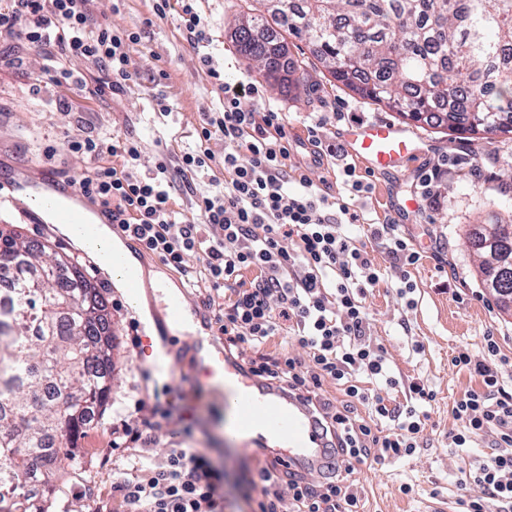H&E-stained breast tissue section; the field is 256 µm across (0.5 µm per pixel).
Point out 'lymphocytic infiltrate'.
Instances as JSON below:
<instances>
[{
    "label": "lymphocytic infiltrate",
    "mask_w": 512,
    "mask_h": 512,
    "mask_svg": "<svg viewBox=\"0 0 512 512\" xmlns=\"http://www.w3.org/2000/svg\"><path fill=\"white\" fill-rule=\"evenodd\" d=\"M92 3L9 0L0 8V35L43 50L55 86L74 84L65 62L82 58L120 92L131 78L125 47L137 35L97 21ZM255 93L251 83L225 85L224 108L204 113L196 149L163 158L148 174L137 169L138 141L99 135L74 142L77 153L107 154L121 164L87 170L73 182L146 254L180 271L188 256H196L204 270L196 291L210 307L225 349H257L251 374L282 393L311 400L326 439L321 480L311 483L301 471L285 468L273 449H259L263 463L249 481L259 495V512H284L287 500L295 512H358V487L349 475L360 464L413 456L424 444V407L435 393L422 378L399 380L370 334L366 296L382 273L344 232L359 223V215L348 203H332L316 193L305 171L289 165L284 120L280 113L259 111ZM216 134L224 138L220 159L208 147ZM216 163L226 174L223 188L198 197L195 217L173 210L174 176ZM370 234L389 243L399 295L413 293L407 269L420 261V251L393 225H376ZM247 270L255 276L246 284ZM288 333L302 355L285 349L265 353L267 344ZM486 347L489 361L473 362L466 351L454 358L456 366L480 376L481 386L455 400L459 427L448 446L464 452L476 437L494 435L495 453L464 473L465 482L479 485L484 496L461 498L459 506L462 512H487L491 506L512 512V390L493 362L497 343L488 341ZM327 382L343 393L341 403L320 397ZM403 389L409 397L400 403L395 395ZM223 479L205 453L175 448L163 459L132 468L112 490L123 512H223Z\"/></svg>",
    "instance_id": "f902f5d3"
}]
</instances>
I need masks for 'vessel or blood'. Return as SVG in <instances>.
Instances as JSON below:
<instances>
[{"label": "vessel or blood", "mask_w": 512, "mask_h": 512, "mask_svg": "<svg viewBox=\"0 0 512 512\" xmlns=\"http://www.w3.org/2000/svg\"><path fill=\"white\" fill-rule=\"evenodd\" d=\"M345 141L348 154L378 174L401 169L419 149L402 127L389 123L355 127ZM38 189L52 223L76 225L83 239L93 235L94 224L79 216L80 210L90 209L91 204L71 181H51ZM207 342L197 370L222 391L245 441L260 448L280 449L303 471H313L323 456L324 441L306 408L298 399L281 397L264 387L242 360L225 354L222 337L212 333Z\"/></svg>", "instance_id": "1"}]
</instances>
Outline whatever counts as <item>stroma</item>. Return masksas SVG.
I'll list each match as a JSON object with an SVG mask.
<instances>
[{"mask_svg": "<svg viewBox=\"0 0 512 512\" xmlns=\"http://www.w3.org/2000/svg\"><path fill=\"white\" fill-rule=\"evenodd\" d=\"M156 0H95L94 17L113 29L137 33L126 52L132 78L122 93L92 97L79 89L54 86L46 74V55L27 42L0 37V230L14 231L48 247L68 261L83 265L101 288L112 322V395L108 406L87 428L76 446L81 463L59 480L46 512H94L112 494V482L131 469L135 458L126 448H111L112 430L120 425L140 427L138 401L154 402L156 395L171 399L169 417L147 430L151 457L160 459L173 448L204 452L224 471V512H257L256 500L243 496L244 479L258 461L240 442L231 417L223 416L204 377L196 373L195 343L206 337L200 320L180 329L163 318L166 293L144 286L142 303H134L96 269L93 257L78 251L53 225L38 222L18 208L11 185L18 174L37 178L53 173L66 179L89 170L84 155L72 142L109 132L138 140L140 172L154 170L161 155L175 156L196 147L203 113L222 109V83L248 80L260 90L259 110L281 113L292 145L291 158L305 163L315 188L346 201L367 224H391L422 258L409 274L416 285L411 299L401 298L391 281L380 282L367 296V311L375 336L386 350L394 374L403 381L420 377L436 394L427 405L423 448L406 460L357 468L353 480L360 490L359 512H425L430 504L444 505L461 496L481 497L475 485L459 478L473 458L491 453L495 437L477 438L468 453L452 452L448 434L458 423L453 403L481 379L454 366L452 359L468 350L473 360L487 358L486 337L499 346L498 371L512 382V309L485 288L477 257L468 243L470 230L486 223L490 213L512 219V138L491 135L471 138L425 125L402 121L387 108L364 99L324 77L305 43L288 42V56L308 75L310 89L284 91L260 81L253 61L243 57L232 39L243 0H177L165 16L155 11ZM205 20L199 40L189 41L182 22L184 5ZM165 98L167 115L157 113L156 98ZM375 122L404 125L423 148L396 173L377 175L356 164L355 175L369 190L351 195L342 165L314 163L308 135L340 145L354 126ZM437 172L433 198L417 197L422 174ZM216 166L176 182L171 206L193 215L198 194L223 182ZM165 336L170 340L165 368L147 361L149 348L133 345L135 335ZM424 350L413 353V341ZM411 485L403 493V485Z\"/></svg>", "mask_w": 512, "mask_h": 512, "instance_id": "35a3bbf8", "label": "stroma"}]
</instances>
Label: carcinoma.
Here are the masks:
<instances>
[{
    "mask_svg": "<svg viewBox=\"0 0 512 512\" xmlns=\"http://www.w3.org/2000/svg\"><path fill=\"white\" fill-rule=\"evenodd\" d=\"M239 51L280 89L307 87L284 67L287 37L305 43L331 78L361 97L432 128L512 134V0H243ZM288 36H283L280 30ZM509 225L492 213L475 232L512 255ZM10 258L7 314H0V512H44L27 487L78 463L72 435L109 400L112 328L104 296L75 266L14 233L0 232Z\"/></svg>",
    "mask_w": 512,
    "mask_h": 512,
    "instance_id": "1",
    "label": "carcinoma"
}]
</instances>
